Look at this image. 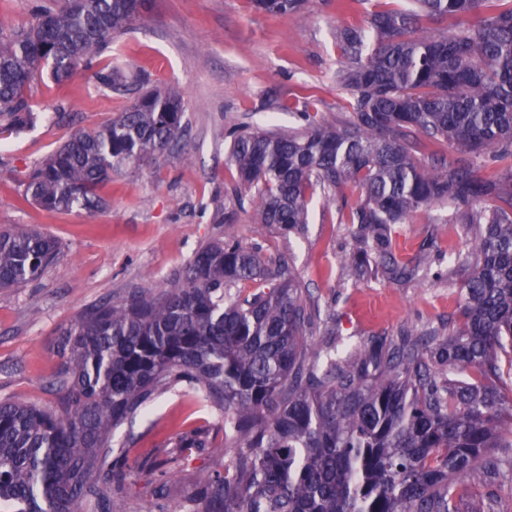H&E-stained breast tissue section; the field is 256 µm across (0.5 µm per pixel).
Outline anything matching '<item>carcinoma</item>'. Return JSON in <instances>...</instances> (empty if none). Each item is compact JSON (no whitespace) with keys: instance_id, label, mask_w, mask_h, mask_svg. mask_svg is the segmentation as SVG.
I'll list each match as a JSON object with an SVG mask.
<instances>
[{"instance_id":"obj_1","label":"carcinoma","mask_w":512,"mask_h":512,"mask_svg":"<svg viewBox=\"0 0 512 512\" xmlns=\"http://www.w3.org/2000/svg\"><path fill=\"white\" fill-rule=\"evenodd\" d=\"M370 0L362 29L336 37L347 116L330 125L303 110L280 131L230 132L238 174L232 225L249 198L258 220L304 234L316 193L343 202L356 244L345 276L413 280L429 267L395 258L389 225L433 203L462 211L469 274L462 321L446 336L402 331L355 346L308 342L320 309L283 253L236 234L202 245L159 291L100 301L61 329L53 407L0 401V512H128L125 457L112 434L163 391L185 384L224 412V471L199 478L185 512H463L459 485L483 487L501 459L512 382V0ZM272 15L306 0H250ZM145 0H28L29 23L0 16V125L20 133L46 108L29 93L47 72L93 71L97 87L134 91L111 122L75 132L31 171L23 198L47 210L103 209L98 186L142 160L186 148L184 96L144 89L119 61V34ZM451 18L455 24L438 29ZM111 62L97 66L104 54ZM446 142L447 162L429 151ZM495 170L485 178L480 170ZM58 243L28 225L0 229V289L38 280ZM251 285L243 291L239 285ZM176 448H215L209 430Z\"/></svg>"}]
</instances>
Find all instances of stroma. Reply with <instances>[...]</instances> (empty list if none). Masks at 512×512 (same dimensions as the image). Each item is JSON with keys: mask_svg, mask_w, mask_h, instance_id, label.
<instances>
[{"mask_svg": "<svg viewBox=\"0 0 512 512\" xmlns=\"http://www.w3.org/2000/svg\"><path fill=\"white\" fill-rule=\"evenodd\" d=\"M364 23L359 0H308L290 16L256 12L249 0H147L143 21L120 38V54L130 70L148 75L151 86L182 89L189 157H162L113 175L98 190L106 207L92 214L22 202L27 175L75 130L108 123L132 98L99 89L86 71L60 84L46 74L37 78L31 95L50 109L49 119L20 134L0 132V226L38 228L56 238L62 257L37 281L0 290V400L54 404L50 382L60 327L130 289L160 290L201 245L229 229L244 243L292 258L320 307L322 330L311 343H321L331 326L341 343L356 345L398 335L411 324L443 335L458 324L466 273L452 258L467 240L462 217L451 207L436 204L391 225L400 263L416 264L424 252L434 259L427 274L409 282L346 280L341 258L355 244V227L342 223L337 204L318 197L297 239L258 223L249 205L233 226L222 220L236 177L228 129L298 126L307 102L338 123L347 94L332 78L342 62L336 33ZM203 426L222 434V412L177 386L115 431L114 446L127 449L132 464L124 488L129 512H183L199 477L233 460L228 448L178 452V436ZM162 484L167 497L159 509L154 492Z\"/></svg>", "mask_w": 512, "mask_h": 512, "instance_id": "35a3bbf8", "label": "stroma"}]
</instances>
